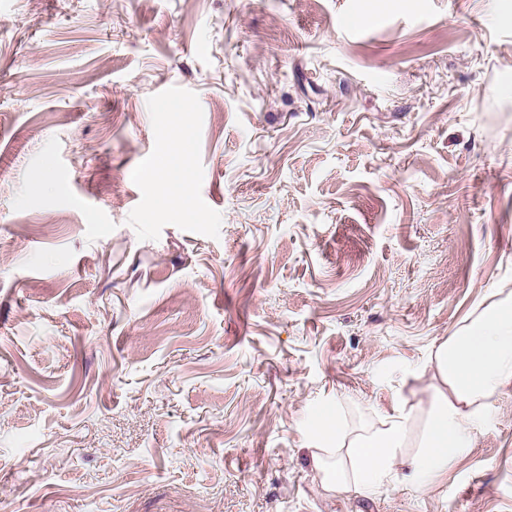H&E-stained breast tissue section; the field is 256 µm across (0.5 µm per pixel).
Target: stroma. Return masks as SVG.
<instances>
[{
    "mask_svg": "<svg viewBox=\"0 0 512 512\" xmlns=\"http://www.w3.org/2000/svg\"><path fill=\"white\" fill-rule=\"evenodd\" d=\"M505 74L512 0H0V512H512V389L420 491L309 439L512 299Z\"/></svg>",
    "mask_w": 512,
    "mask_h": 512,
    "instance_id": "35a3bbf8",
    "label": "stroma"
}]
</instances>
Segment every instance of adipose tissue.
Masks as SVG:
<instances>
[{
    "instance_id": "obj_1",
    "label": "adipose tissue",
    "mask_w": 512,
    "mask_h": 512,
    "mask_svg": "<svg viewBox=\"0 0 512 512\" xmlns=\"http://www.w3.org/2000/svg\"><path fill=\"white\" fill-rule=\"evenodd\" d=\"M440 389L431 396L422 450L402 460L410 416L400 407L385 413L378 429L345 438L331 416L319 418L311 438L316 445L336 443L341 454L324 467L328 485L339 491L371 495L382 477L402 473L422 490L447 472L472 444V434L489 400L512 388V304L484 309L460 335L446 338L433 351Z\"/></svg>"
}]
</instances>
